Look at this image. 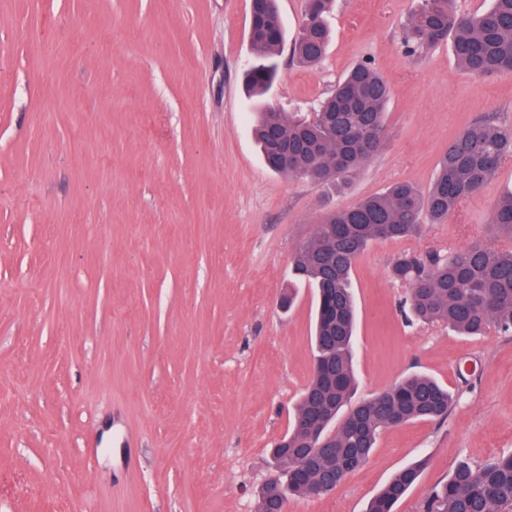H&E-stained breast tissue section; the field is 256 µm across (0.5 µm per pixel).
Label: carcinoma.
I'll use <instances>...</instances> for the list:
<instances>
[{"label": "carcinoma", "instance_id": "cac0c4a2", "mask_svg": "<svg viewBox=\"0 0 512 512\" xmlns=\"http://www.w3.org/2000/svg\"><path fill=\"white\" fill-rule=\"evenodd\" d=\"M335 0H307L293 56L304 66L321 63L333 39L326 21ZM250 35L256 63L246 75L252 95L263 96L276 76L284 31L271 0H255ZM451 41L457 65L475 76L512 74V0H490L476 14L456 11L451 0H421L405 25V54L416 56ZM391 92L369 62L350 69L313 117L269 107L258 113L255 136L267 168L343 192L353 175L381 150ZM512 156V128L493 114L465 126L448 144L426 192L408 182L391 185L349 208L324 214L294 256L296 275L316 295L312 380L288 433L270 454L278 475L259 490V512H286L290 496L334 490L373 454L382 431L416 420H443L454 404L448 387L414 374L357 402L354 345L357 323L351 274L372 243L416 234L424 221L441 223L477 195ZM491 226L512 236V192L499 199ZM408 285V310L425 323L445 324L465 336L490 327L512 331V249L482 245L442 253L405 252L390 267ZM428 459L399 470L366 512H395L421 477ZM422 512H512V455L472 467L458 464L432 487Z\"/></svg>", "mask_w": 512, "mask_h": 512}]
</instances>
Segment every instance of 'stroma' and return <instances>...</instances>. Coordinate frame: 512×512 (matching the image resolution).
Segmentation results:
<instances>
[{"label": "stroma", "mask_w": 512, "mask_h": 512, "mask_svg": "<svg viewBox=\"0 0 512 512\" xmlns=\"http://www.w3.org/2000/svg\"><path fill=\"white\" fill-rule=\"evenodd\" d=\"M416 6L336 0L335 39L307 68L290 46L305 0H278L270 105L313 114L362 61L392 89L383 150L336 195L262 162L243 86L250 0H0V512H257L312 378L297 249L329 209L397 182L427 190L476 117L512 127V74H467L447 43L405 56ZM50 92L80 112L45 122ZM510 190L512 158L445 222L358 258L357 398L425 373L456 402L443 422L384 431L334 491L286 512H366L425 456L397 506L418 512L458 463L512 454V334L407 325L390 276L407 251L512 247L490 226ZM427 464L424 457L399 470L371 500L366 512H395L396 505L419 482Z\"/></svg>", "instance_id": "1"}]
</instances>
